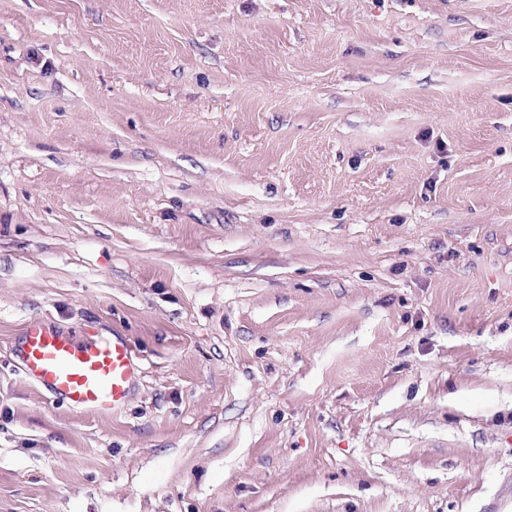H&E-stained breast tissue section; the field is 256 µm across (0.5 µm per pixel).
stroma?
I'll return each instance as SVG.
<instances>
[{
    "label": "stroma",
    "mask_w": 512,
    "mask_h": 512,
    "mask_svg": "<svg viewBox=\"0 0 512 512\" xmlns=\"http://www.w3.org/2000/svg\"><path fill=\"white\" fill-rule=\"evenodd\" d=\"M507 499L512 0H0V512ZM131 352L124 336L36 322L27 326L16 356L29 380L72 408L109 412L129 396L135 378Z\"/></svg>",
    "instance_id": "stroma-1"
}]
</instances>
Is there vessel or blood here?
Wrapping results in <instances>:
<instances>
[{
  "label": "vessel or blood",
  "mask_w": 512,
  "mask_h": 512,
  "mask_svg": "<svg viewBox=\"0 0 512 512\" xmlns=\"http://www.w3.org/2000/svg\"><path fill=\"white\" fill-rule=\"evenodd\" d=\"M24 375L75 409L109 412L127 400L135 378L122 336L29 324L17 350Z\"/></svg>",
  "instance_id": "vessel-or-blood-1"
}]
</instances>
